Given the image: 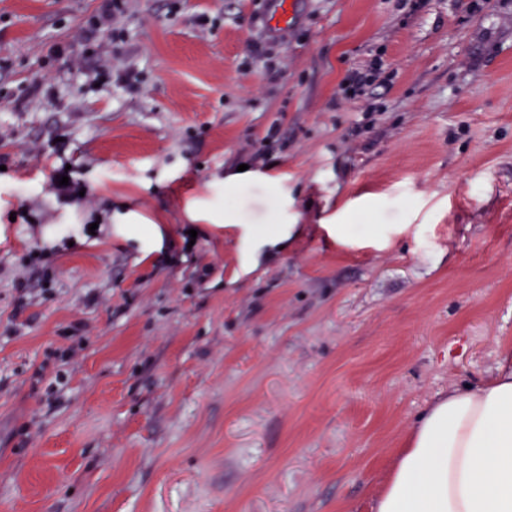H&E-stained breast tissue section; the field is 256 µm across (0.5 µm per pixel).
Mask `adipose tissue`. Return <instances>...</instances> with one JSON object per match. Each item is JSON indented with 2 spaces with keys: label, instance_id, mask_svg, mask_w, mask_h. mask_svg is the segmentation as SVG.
Instances as JSON below:
<instances>
[{
  "label": "adipose tissue",
  "instance_id": "ef3b65f1",
  "mask_svg": "<svg viewBox=\"0 0 512 512\" xmlns=\"http://www.w3.org/2000/svg\"><path fill=\"white\" fill-rule=\"evenodd\" d=\"M372 512H512V353L427 406Z\"/></svg>",
  "mask_w": 512,
  "mask_h": 512
}]
</instances>
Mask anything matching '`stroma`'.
<instances>
[{
  "label": "stroma",
  "instance_id": "stroma-1",
  "mask_svg": "<svg viewBox=\"0 0 512 512\" xmlns=\"http://www.w3.org/2000/svg\"><path fill=\"white\" fill-rule=\"evenodd\" d=\"M467 3L0 0V512H369L512 345V0ZM108 1L104 11L92 19L89 20L88 26L91 32H95L101 28H106L112 36V41L122 36V30L116 28V20L124 15L127 10L128 0H106ZM112 23V28L110 25ZM381 73V63L377 58L369 63L365 71L351 69L339 85V94L346 104L353 106L355 112H370V108L364 103L366 86L375 81Z\"/></svg>",
  "mask_w": 512,
  "mask_h": 512
}]
</instances>
